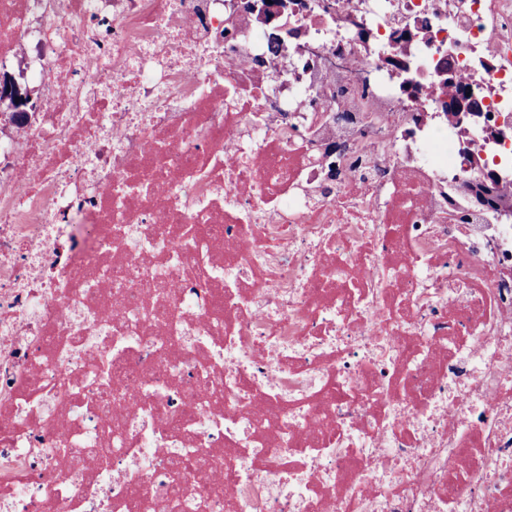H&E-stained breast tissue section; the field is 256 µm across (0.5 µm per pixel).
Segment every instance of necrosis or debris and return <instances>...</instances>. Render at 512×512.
Segmentation results:
<instances>
[{"mask_svg": "<svg viewBox=\"0 0 512 512\" xmlns=\"http://www.w3.org/2000/svg\"><path fill=\"white\" fill-rule=\"evenodd\" d=\"M250 0H0V512H512V224L393 32L512 118V0H308L369 76L283 79ZM370 31L359 42L346 23ZM104 460L94 483L59 448ZM469 174L462 181L469 195L493 209L504 221L512 220V194L505 191L501 174L485 161L484 156L473 153L468 160Z\"/></svg>", "mask_w": 512, "mask_h": 512, "instance_id": "obj_1", "label": "necrosis or debris"}]
</instances>
